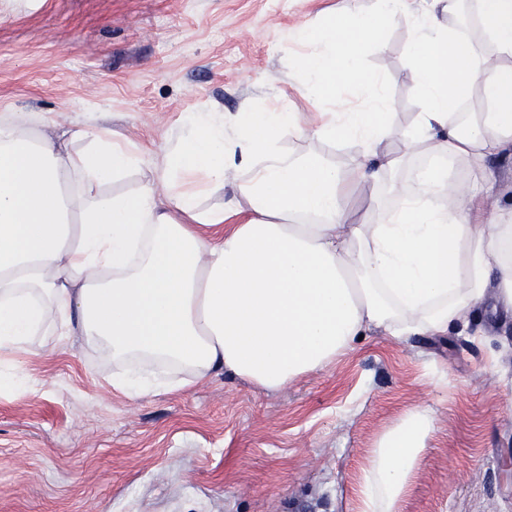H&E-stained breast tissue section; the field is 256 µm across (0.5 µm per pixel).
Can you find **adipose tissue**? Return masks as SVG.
Instances as JSON below:
<instances>
[{"mask_svg":"<svg viewBox=\"0 0 512 512\" xmlns=\"http://www.w3.org/2000/svg\"><path fill=\"white\" fill-rule=\"evenodd\" d=\"M401 15L417 112L398 129L364 62ZM294 31L314 127L278 108L193 112L153 156L106 129L0 113V359L72 336L111 357L112 389L131 400L224 374L273 393L371 331L437 336L487 299L512 307V209L483 218L488 162L512 156V0H374ZM351 85L358 101L337 97ZM473 99L479 111H462ZM286 137L352 143L360 159L342 171L283 150ZM459 164L481 194L449 195ZM231 166L244 177L228 201ZM404 166L407 189L349 213L352 187ZM134 173V190L112 191ZM433 433L415 407L376 436L360 512H401Z\"/></svg>","mask_w":512,"mask_h":512,"instance_id":"adipose-tissue-1","label":"adipose tissue"}]
</instances>
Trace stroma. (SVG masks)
I'll use <instances>...</instances> for the list:
<instances>
[{"label": "stroma", "mask_w": 512, "mask_h": 512, "mask_svg": "<svg viewBox=\"0 0 512 512\" xmlns=\"http://www.w3.org/2000/svg\"><path fill=\"white\" fill-rule=\"evenodd\" d=\"M354 4L372 0H0V112L158 154L187 113L306 112L288 28ZM411 37L396 19L365 63L401 127ZM28 370L36 389L0 384V512H357L376 435L412 407L435 432L402 512H512V308L491 299L444 336L363 337L278 393L225 375L129 400L104 352L67 343Z\"/></svg>", "instance_id": "1"}]
</instances>
